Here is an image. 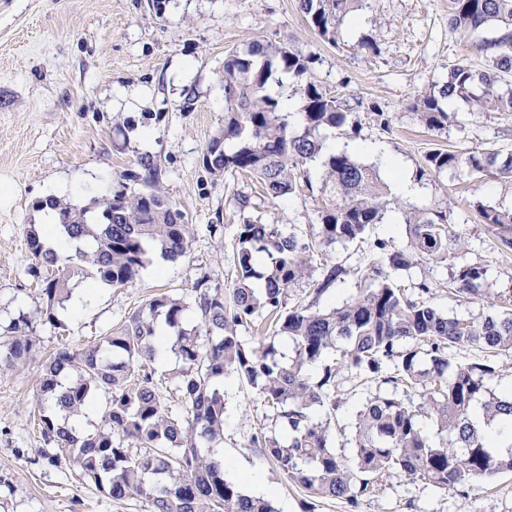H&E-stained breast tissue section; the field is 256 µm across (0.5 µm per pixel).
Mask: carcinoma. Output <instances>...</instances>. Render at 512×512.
Segmentation results:
<instances>
[{
  "mask_svg": "<svg viewBox=\"0 0 512 512\" xmlns=\"http://www.w3.org/2000/svg\"><path fill=\"white\" fill-rule=\"evenodd\" d=\"M368 0H299L308 25L337 45L353 28ZM448 24L465 33H487L480 41L484 62L476 69L462 58L444 79L411 101L420 122L440 131L460 122L456 106L470 112H512V0H450ZM315 59L284 44L259 40L224 58V126L209 139L203 167L214 177L249 174L270 199L285 198L301 186L303 168H321L324 205L312 239L289 224H269L248 216L235 225L233 264L227 291L195 284L192 305L168 295L151 299L98 341L72 350L64 345L39 375V427L51 465L67 462L80 476L114 500L139 496L151 512H275L271 501L246 494L229 478L214 445L224 441V390L233 375L258 390L280 432L259 429L249 447L271 461L285 480L319 498L345 501L353 510L377 481L393 474L442 490L472 486L482 478L512 471V446L500 451L475 419L512 428V391L495 394L498 376L492 357L512 353V313L483 320L449 316L428 299L413 300L393 277L428 260L450 269L457 295L492 297L487 269L463 261L464 242L445 211L405 206L373 164L334 150L327 141L337 131L359 134L347 100L309 77ZM288 77L301 109L286 110L271 83ZM141 182L93 207L47 197L36 203L67 215L68 224L30 226L27 247L45 305L41 321L65 328L63 314L84 268L97 284L123 288L136 282L152 256L175 261L187 254L192 225L154 184L155 168L140 162ZM421 177L466 173L512 178V153L473 150L462 154L434 149L419 168ZM482 222L505 251H512V209L473 202ZM401 215L406 243L390 249L376 238L362 279L368 286L339 306L318 308L320 296L348 274L327 249L364 239L385 215ZM78 242L61 255L52 238ZM313 287V300L288 307V290ZM268 317L283 342L262 341L247 348L237 331ZM23 317L0 336V371H18L34 346ZM175 355L174 392L183 412L162 403L152 367L157 346ZM479 347L488 358L461 364L457 347ZM390 392L368 400L356 412L355 432L346 440L351 456L331 446L336 398V366L312 380L309 367L328 356ZM108 394L102 425H71ZM429 422L433 431L424 428Z\"/></svg>",
  "mask_w": 512,
  "mask_h": 512,
  "instance_id": "carcinoma-1",
  "label": "carcinoma"
}]
</instances>
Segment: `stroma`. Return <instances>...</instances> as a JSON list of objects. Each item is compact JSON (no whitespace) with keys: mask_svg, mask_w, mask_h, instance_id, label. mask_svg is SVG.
I'll use <instances>...</instances> for the list:
<instances>
[{"mask_svg":"<svg viewBox=\"0 0 512 512\" xmlns=\"http://www.w3.org/2000/svg\"><path fill=\"white\" fill-rule=\"evenodd\" d=\"M342 46L324 42L307 24L298 0H0V327L19 315L29 320L36 346L28 367L0 372V512H149L144 498H108L68 464L48 465L33 424L42 362L62 344L96 341L144 307L155 295L190 297L201 274L224 287L232 263L237 199L249 196L256 214L270 224L316 229L321 196L316 164H308L312 189L283 199L260 195L255 181L215 178L202 165L209 138L224 125V57L255 40L280 42L313 56L318 84L353 105L361 131L352 137L356 158L392 173L394 160L417 192L411 206L446 210L465 241L467 260L487 266L496 290L512 291V253L498 249L494 234L471 206L481 199L512 209V178L419 176L434 148L457 151L512 148V114L463 113L461 126L441 132L424 128L409 99L442 80L449 64L466 58L480 65L479 36L448 25V0H369ZM370 38L375 53L358 51ZM149 158L158 185L192 225L187 256L154 260L126 288L97 289L83 312L66 316L65 330L36 315L45 300L27 249L26 231L39 224L37 201L54 196L82 206L111 196L127 171ZM224 227L223 238L209 225ZM399 285L446 314L480 318L512 311L503 300H465L449 286L446 266L427 261L398 275ZM227 407L224 459L236 475L270 487L276 512H349L337 499L309 501L306 491L284 480L276 467L247 448L263 423L260 395L238 380L224 383ZM341 370L336 395L345 442L355 414L378 393ZM312 510H305V502ZM359 512H512V473L475 483L467 495L384 479Z\"/></svg>","mask_w":512,"mask_h":512,"instance_id":"stroma-1","label":"stroma"}]
</instances>
